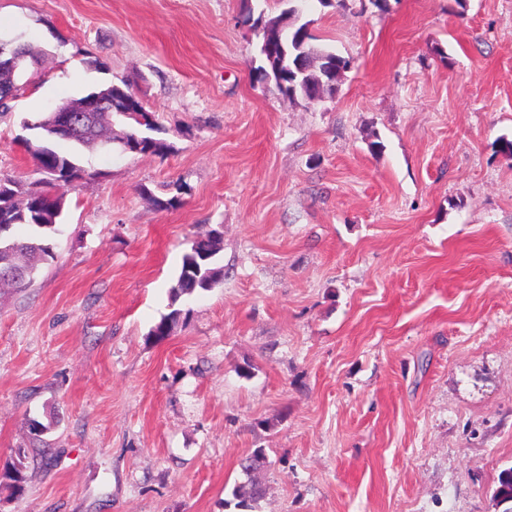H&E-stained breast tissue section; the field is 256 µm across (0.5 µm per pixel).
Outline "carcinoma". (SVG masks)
Segmentation results:
<instances>
[{
  "label": "carcinoma",
  "instance_id": "obj_1",
  "mask_svg": "<svg viewBox=\"0 0 512 512\" xmlns=\"http://www.w3.org/2000/svg\"><path fill=\"white\" fill-rule=\"evenodd\" d=\"M283 16L264 19L259 13L257 22L262 25V35L288 39L291 55L306 60L305 71L293 67L281 69L280 82L275 84L277 91L292 100L310 103L309 91L322 88L324 97L335 96L338 83L351 64L350 59L340 56L330 48L318 43L309 23L281 25ZM113 100L112 114L125 117L129 113H141L144 127L156 130L152 116L141 111L138 98L126 82ZM81 131L67 137L56 134L51 113L23 121V127L31 131L26 148L30 152L36 171L44 176V189L28 190L17 179L0 178V184L9 185L8 202L0 198V274L16 270L7 285L22 289L30 285L38 263L52 256V236L59 232V218L64 208V189L67 184L59 181L63 175L76 177L85 172L80 165L85 150L98 149L103 143V115L93 112H80L75 116ZM221 251V233L212 230L206 235L191 241L189 249L182 256L180 271L171 287L173 298L191 296L201 291H209L223 277V268L218 266L217 255ZM181 310L173 309L155 324L151 335L163 339L171 334L178 322ZM265 463L260 451L245 457L240 469L246 482L236 486L233 496L240 508H250L263 495L261 486L254 479V473ZM27 455L24 449L16 452L11 465L0 473V484L13 493L24 489ZM497 498L502 504H510L504 512H512V469L502 473Z\"/></svg>",
  "mask_w": 512,
  "mask_h": 512
}]
</instances>
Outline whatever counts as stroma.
<instances>
[{"label":"stroma","instance_id":"obj_1","mask_svg":"<svg viewBox=\"0 0 512 512\" xmlns=\"http://www.w3.org/2000/svg\"><path fill=\"white\" fill-rule=\"evenodd\" d=\"M244 15L0 0V32L44 53L0 115V178L37 188L23 121L111 82L167 145L84 153L53 258L0 288V467L51 457L0 512H233L259 449L254 512H503L512 0H312V32L352 61L315 104L253 82ZM214 228L221 282L172 301ZM264 463L265 457L261 450L241 460L239 466L247 480L236 486L233 492V496L237 500V508H253L252 505L262 497V488L254 479L253 474L260 470Z\"/></svg>","mask_w":512,"mask_h":512}]
</instances>
